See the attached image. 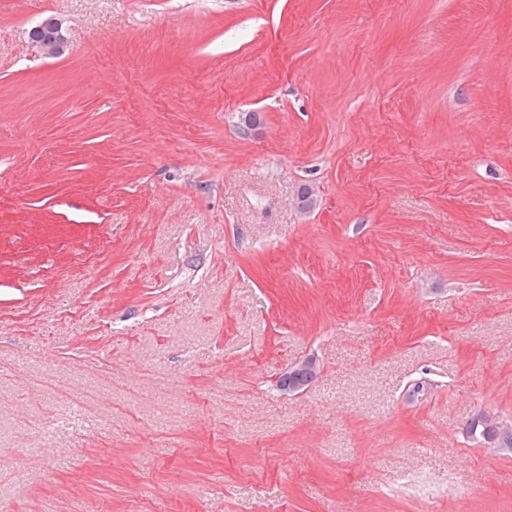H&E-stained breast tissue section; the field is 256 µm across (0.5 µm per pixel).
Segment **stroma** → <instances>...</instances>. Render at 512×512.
Segmentation results:
<instances>
[{"label": "stroma", "mask_w": 512, "mask_h": 512, "mask_svg": "<svg viewBox=\"0 0 512 512\" xmlns=\"http://www.w3.org/2000/svg\"><path fill=\"white\" fill-rule=\"evenodd\" d=\"M479 407L512 0H0V512H512ZM33 51L44 58H58L67 53L70 42L64 20L48 16L30 32ZM320 362L315 356H306L294 362L278 380L277 388L283 395L305 391L320 374Z\"/></svg>", "instance_id": "1"}]
</instances>
